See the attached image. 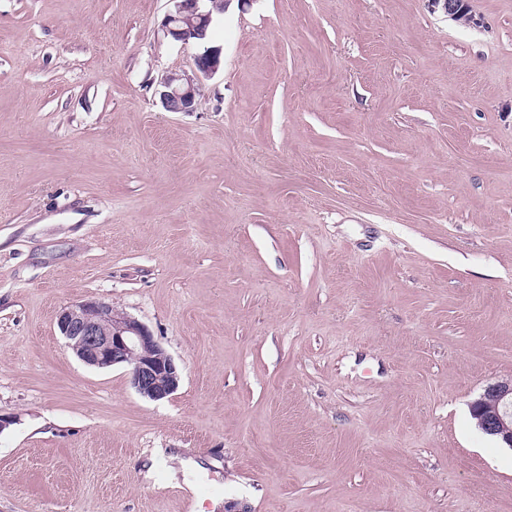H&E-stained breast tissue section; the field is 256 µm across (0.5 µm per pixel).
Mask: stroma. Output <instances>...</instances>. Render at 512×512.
<instances>
[{"instance_id":"35a3bbf8","label":"stroma","mask_w":512,"mask_h":512,"mask_svg":"<svg viewBox=\"0 0 512 512\" xmlns=\"http://www.w3.org/2000/svg\"><path fill=\"white\" fill-rule=\"evenodd\" d=\"M0 0V512H505L471 402L512 376V0ZM183 365L151 401L57 316ZM208 488L189 500L182 487ZM230 0H171L173 9L164 17V35L174 41H190L202 46L195 56L196 76L177 73L166 75L160 81V99L170 112H192L197 104V81L216 74L221 66L222 48L208 46L207 35L217 15L223 14ZM57 326L68 348L94 368H130V383L152 401L169 398L179 387L181 372L174 359L137 320L97 300L65 307Z\"/></svg>"}]
</instances>
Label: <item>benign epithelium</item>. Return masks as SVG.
<instances>
[{"label":"benign epithelium","instance_id":"1","mask_svg":"<svg viewBox=\"0 0 512 512\" xmlns=\"http://www.w3.org/2000/svg\"><path fill=\"white\" fill-rule=\"evenodd\" d=\"M173 9L164 17V35L202 46L195 56L196 76L177 73L160 81V99L170 112H192L197 104L200 78L216 74L222 48L208 45L207 35L229 0H171ZM57 326L68 348L84 364L94 368L116 365L130 368V383L152 401L169 398L179 387L181 372L174 359L137 320L112 310L97 300L65 307ZM478 429L512 449V378L494 382L470 404Z\"/></svg>","mask_w":512,"mask_h":512}]
</instances>
